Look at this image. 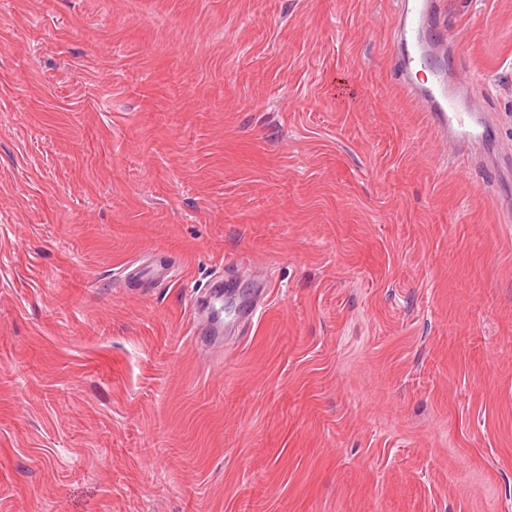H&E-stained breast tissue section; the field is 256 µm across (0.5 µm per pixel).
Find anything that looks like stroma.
Listing matches in <instances>:
<instances>
[{
	"instance_id": "35a3bbf8",
	"label": "stroma",
	"mask_w": 512,
	"mask_h": 512,
	"mask_svg": "<svg viewBox=\"0 0 512 512\" xmlns=\"http://www.w3.org/2000/svg\"><path fill=\"white\" fill-rule=\"evenodd\" d=\"M403 2L0 0V512H512V188L401 92ZM444 12L512 149V0ZM270 283V277L264 276L255 283L256 288H251L245 295H241L238 290H234V288H226V290H224V296H233L239 299L241 323H253L263 314ZM218 289H211L208 293L204 294L203 296H196L189 305V318L190 322H192V325L194 326L195 333L197 334V343L198 346L201 348H211L215 345H217L218 342L214 336H202L204 333L202 322L204 320L208 321L212 325H216L214 323L215 319H218V313L216 315H212L210 311L204 307V304H201L200 302L203 299H219L222 294H219L217 291Z\"/></svg>"
}]
</instances>
